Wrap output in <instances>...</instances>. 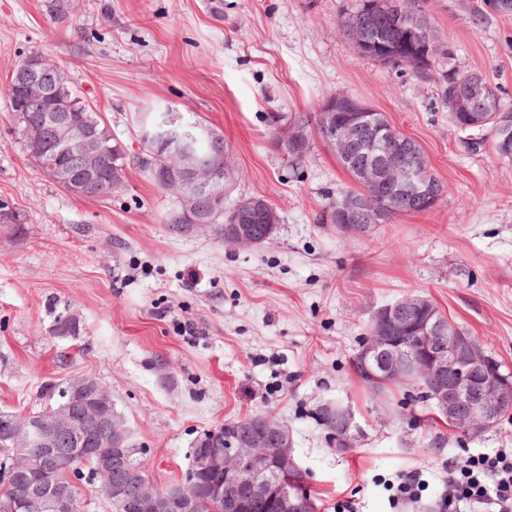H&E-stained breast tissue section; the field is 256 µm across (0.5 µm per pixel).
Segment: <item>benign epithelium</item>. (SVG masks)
I'll return each mask as SVG.
<instances>
[{"label": "benign epithelium", "mask_w": 512, "mask_h": 512, "mask_svg": "<svg viewBox=\"0 0 512 512\" xmlns=\"http://www.w3.org/2000/svg\"><path fill=\"white\" fill-rule=\"evenodd\" d=\"M18 79L27 89L34 108L64 86L60 74L45 57L25 63ZM468 89L466 103L473 113L470 126L483 128L490 108L480 75L470 77ZM45 120L55 127L58 138L64 142L65 161L51 165L49 172L74 195L96 190L93 168L75 162L77 157L88 159L96 154L94 129L74 126L67 108L62 105L45 116ZM165 125L167 135L158 134L156 139L161 148L173 150L177 163L157 168V176L163 185L182 190L181 205L187 219L197 227H205L210 219L222 213L226 236L244 246L258 245L263 238L270 237L268 231L262 237L253 232V225L264 223L270 229L278 218L265 198H242L231 209H224V197L231 190V182L224 179L227 154L202 163L188 150L189 144L202 136L199 123L171 111L166 115ZM320 125V138L336 153L348 156L360 148L363 155L375 157L372 167L365 169V176H372L376 182L392 188L390 193L378 190L337 199L335 212L350 213L358 223L338 224L336 230L367 236L385 223L396 201L418 195L432 184L433 173L428 164H421L412 174L405 168L406 140L386 136L363 141L358 124L336 121L326 112L321 114ZM24 136L32 154L44 155L46 147L40 126L27 125ZM408 309V305L396 301L372 314L370 336L365 339L357 358L365 377L372 380L422 377L427 381L426 395L453 429L486 431L495 427L503 411H512V379L499 371L497 361L475 337L446 317L429 313L410 324L406 319ZM79 406L87 413L98 414L104 432L111 433L112 439L101 435L88 439L79 428L76 413ZM62 431L72 435L76 451L64 457L59 467L39 470L37 494L23 501L9 502L6 512H34L36 509L75 512V485L62 483L61 471L74 476L72 465L92 441L96 443L99 456L96 477L104 485L107 498L125 507L126 512H197L193 489L202 478L209 480L210 497L217 502L224 501L227 481H237L247 490L248 497L237 501L230 512H303V500L288 490L279 473L281 469H297L292 439L287 428L265 417L253 419L251 430L245 434L239 432L237 424H224L219 429L224 434L222 454L209 448L208 434L200 435L194 445L184 489L179 492L159 490L142 477L139 469L128 468L131 477L141 479L139 497L128 501L124 486L110 482L109 476L112 467L127 464L140 449L129 444L128 428L112 409L109 392L89 377L68 381L59 389L58 401L44 413L22 419L0 413V436L10 442L13 451L12 460L0 462V484L9 486L14 482L17 460L22 458L23 449L35 444L51 448L55 435Z\"/></svg>", "instance_id": "7a95c632"}]
</instances>
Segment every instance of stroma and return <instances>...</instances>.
Wrapping results in <instances>:
<instances>
[{"label": "stroma", "instance_id": "35a3bbf8", "mask_svg": "<svg viewBox=\"0 0 512 512\" xmlns=\"http://www.w3.org/2000/svg\"><path fill=\"white\" fill-rule=\"evenodd\" d=\"M351 0H0V411L49 406V384L92 377L112 396L156 487L183 484L201 434L255 415L285 421L316 512H394L384 481H426L401 512H439L465 450L512 448V414L481 433L430 423L412 389L371 396L353 369L372 312L420 294L479 338L512 374V158L494 133L451 123L448 68L483 73L512 108V17L483 0H428L444 47L431 79L357 54L340 20ZM34 54L61 65L128 155L123 187L86 199L42 174L6 88ZM345 92L417 140L446 193L429 212L366 237L322 221L351 175L319 136L296 160L272 146L269 117L317 111ZM167 108L224 134L233 198L280 215L269 241L225 244L213 228L173 232V195L137 163L143 113ZM473 145H466V138ZM73 314L80 332L55 335ZM347 410L340 449L318 417Z\"/></svg>", "mask_w": 512, "mask_h": 512}]
</instances>
